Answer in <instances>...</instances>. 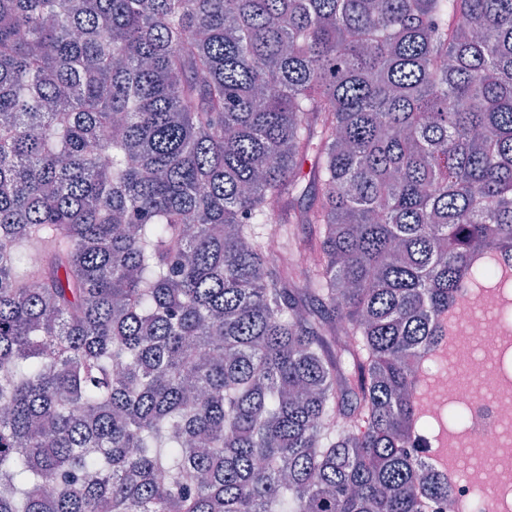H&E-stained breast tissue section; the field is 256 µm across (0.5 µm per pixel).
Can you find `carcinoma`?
<instances>
[{"label":"carcinoma","mask_w":512,"mask_h":512,"mask_svg":"<svg viewBox=\"0 0 512 512\" xmlns=\"http://www.w3.org/2000/svg\"><path fill=\"white\" fill-rule=\"evenodd\" d=\"M506 266L512 0H0V512L435 510ZM481 313L471 311L468 307L459 309V320L468 327L472 341L496 339L500 332L497 316L498 305L493 295L487 296Z\"/></svg>","instance_id":"cac0c4a2"}]
</instances>
